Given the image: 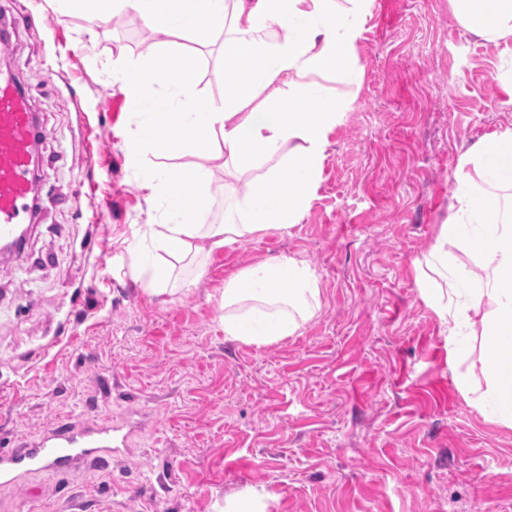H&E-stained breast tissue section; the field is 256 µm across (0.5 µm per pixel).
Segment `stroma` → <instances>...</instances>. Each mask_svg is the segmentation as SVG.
I'll use <instances>...</instances> for the list:
<instances>
[{"label":"stroma","mask_w":512,"mask_h":512,"mask_svg":"<svg viewBox=\"0 0 512 512\" xmlns=\"http://www.w3.org/2000/svg\"><path fill=\"white\" fill-rule=\"evenodd\" d=\"M8 63L44 128L25 254L0 262V453L47 429L111 423L126 453L0 485V512H512V428L460 390L478 353L448 355L415 286L451 213L468 148L512 128V60L449 0H373L361 81L317 74L349 108L300 222L202 258L195 284L148 294L114 263L153 224L124 150L132 104L112 77L153 58L137 15L99 23L68 0H0ZM222 35L197 89L224 98ZM282 255L322 306L296 335L226 340L224 279Z\"/></svg>","instance_id":"obj_1"}]
</instances>
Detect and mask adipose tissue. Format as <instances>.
Listing matches in <instances>:
<instances>
[{"instance_id":"ef3b65f1","label":"adipose tissue","mask_w":512,"mask_h":512,"mask_svg":"<svg viewBox=\"0 0 512 512\" xmlns=\"http://www.w3.org/2000/svg\"><path fill=\"white\" fill-rule=\"evenodd\" d=\"M100 20L132 11L161 34L158 55L113 77L135 106L126 141L130 163L156 224L141 225L126 252L146 291H166L177 264L299 223L316 190L328 136L344 105L315 74L333 71L357 83L356 44L369 0H77ZM474 36L512 57V0H450ZM230 28L224 40V101L200 98L193 42ZM168 90H146L153 74ZM188 150L197 161L170 162ZM277 167L264 169L269 159ZM242 182L224 219L199 223L211 204V162ZM472 167L452 213L423 258L416 286L448 332V352L482 337L494 371L485 391L463 394L492 422L512 427V128L489 134L463 156ZM480 251L484 277L464 291L448 275V249ZM322 289L309 264L291 256L245 267L224 281V337L257 347L295 335L321 309Z\"/></svg>"}]
</instances>
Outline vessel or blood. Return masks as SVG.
<instances>
[{
    "instance_id": "b4317fda",
    "label": "vessel or blood",
    "mask_w": 512,
    "mask_h": 512,
    "mask_svg": "<svg viewBox=\"0 0 512 512\" xmlns=\"http://www.w3.org/2000/svg\"><path fill=\"white\" fill-rule=\"evenodd\" d=\"M40 134L29 97L13 77L0 76V245L20 249L36 193L34 144ZM127 435L109 424L59 426L0 455V483L31 471L67 472L78 463H101L124 451Z\"/></svg>"
}]
</instances>
